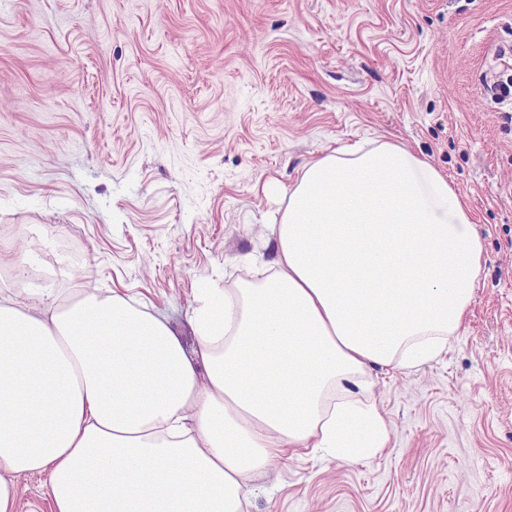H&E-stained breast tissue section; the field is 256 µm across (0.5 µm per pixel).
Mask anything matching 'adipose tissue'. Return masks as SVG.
<instances>
[{"mask_svg":"<svg viewBox=\"0 0 512 512\" xmlns=\"http://www.w3.org/2000/svg\"><path fill=\"white\" fill-rule=\"evenodd\" d=\"M276 253L201 291L196 344L119 293L0 290V512L45 476L52 512H241L285 455L389 442L377 369L438 358L465 320L482 241L459 190L396 141L301 166Z\"/></svg>","mask_w":512,"mask_h":512,"instance_id":"obj_1","label":"adipose tissue"}]
</instances>
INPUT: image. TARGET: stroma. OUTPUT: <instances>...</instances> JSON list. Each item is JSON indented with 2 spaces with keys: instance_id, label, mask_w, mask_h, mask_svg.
<instances>
[{
  "instance_id": "35a3bbf8",
  "label": "stroma",
  "mask_w": 512,
  "mask_h": 512,
  "mask_svg": "<svg viewBox=\"0 0 512 512\" xmlns=\"http://www.w3.org/2000/svg\"><path fill=\"white\" fill-rule=\"evenodd\" d=\"M510 45L512 0H0V289H115L193 345L297 169L398 140L469 205L468 316L374 373L375 458H283L243 512H512V116L481 85Z\"/></svg>"
}]
</instances>
